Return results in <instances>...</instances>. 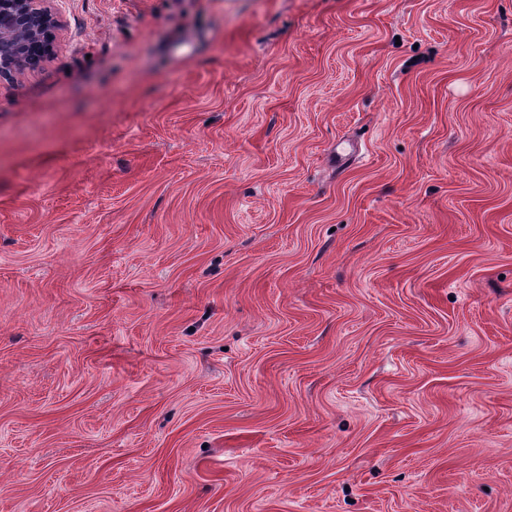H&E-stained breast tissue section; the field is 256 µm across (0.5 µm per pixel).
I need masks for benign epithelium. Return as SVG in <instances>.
I'll return each instance as SVG.
<instances>
[{"instance_id":"obj_1","label":"benign epithelium","mask_w":512,"mask_h":512,"mask_svg":"<svg viewBox=\"0 0 512 512\" xmlns=\"http://www.w3.org/2000/svg\"><path fill=\"white\" fill-rule=\"evenodd\" d=\"M47 0H0V76L38 66L52 53L56 20Z\"/></svg>"}]
</instances>
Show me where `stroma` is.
Listing matches in <instances>:
<instances>
[{
	"label": "stroma",
	"mask_w": 512,
	"mask_h": 512,
	"mask_svg": "<svg viewBox=\"0 0 512 512\" xmlns=\"http://www.w3.org/2000/svg\"><path fill=\"white\" fill-rule=\"evenodd\" d=\"M50 8L0 512H512V0Z\"/></svg>",
	"instance_id": "1"
}]
</instances>
